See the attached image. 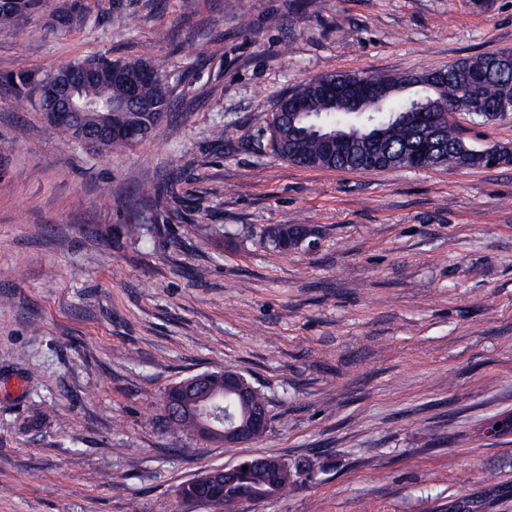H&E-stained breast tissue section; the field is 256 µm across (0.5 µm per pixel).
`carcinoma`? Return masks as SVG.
Returning a JSON list of instances; mask_svg holds the SVG:
<instances>
[{
  "label": "carcinoma",
  "instance_id": "carcinoma-1",
  "mask_svg": "<svg viewBox=\"0 0 512 512\" xmlns=\"http://www.w3.org/2000/svg\"><path fill=\"white\" fill-rule=\"evenodd\" d=\"M41 12L52 17L61 27H70L85 18L81 0H71L67 6L59 0H13L0 3V30L23 27L31 16ZM483 53L460 59L444 67L421 74L370 75L335 71L310 78L284 95L265 119L266 125L276 120V114L288 118L289 113L299 111L288 140L276 149L277 156L303 168L323 170L363 171L366 162L375 157L382 169H409V156L419 150L421 136L414 124L417 111L433 112L443 125L442 144L434 147L433 155L426 158L424 168H480L481 147L465 140L456 130L455 116L461 112L480 114L485 122H496L512 113V75H499L495 61L505 51ZM89 64L96 65V74L83 89L82 97L104 101L112 98V109L129 125H144L148 129L159 126L157 116L168 113L172 107L168 77L160 68L143 60H113L109 57L76 60L40 79L19 73L10 77V85L16 103L21 107L38 103L41 90L53 84L62 72L79 73ZM126 66L142 72L137 87V97L148 104L143 108L126 102L124 84L110 78L114 66ZM368 81L373 93L380 99L364 106L358 114V130L352 135L353 142L331 148L325 147L310 131L313 125L331 127L342 121L349 111L347 99L335 98L323 92L322 86L356 84ZM130 147V142L119 134L100 136L96 148L119 151ZM309 233L304 224H284L267 230V239L275 248L287 251L297 246ZM199 390L184 391L178 384L170 385L164 393L161 413L157 420L170 430L203 436L204 424L211 426L206 439L222 441L221 430L241 424V409L232 398L219 391L207 404L206 411H197ZM314 469L301 470L282 462L278 473L273 475L256 466L238 472L224 483L210 485L201 490L186 481L177 493L183 498L200 497L205 512H225V505L238 498L255 501L278 499L310 480Z\"/></svg>",
  "mask_w": 512,
  "mask_h": 512
}]
</instances>
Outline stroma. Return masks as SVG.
I'll return each mask as SVG.
<instances>
[{
  "instance_id": "stroma-1",
  "label": "stroma",
  "mask_w": 512,
  "mask_h": 512,
  "mask_svg": "<svg viewBox=\"0 0 512 512\" xmlns=\"http://www.w3.org/2000/svg\"><path fill=\"white\" fill-rule=\"evenodd\" d=\"M83 4L0 31V76L141 58L174 107L107 154L0 86V512H186L179 484L257 455L315 473L240 512H512V437L484 434L512 414V165L306 169L264 122L311 77L512 46V0ZM456 120L512 147V118ZM281 224L312 234L285 253ZM228 366L270 401L263 437L159 427L166 388ZM309 233L305 224H284L267 230V239L274 248L288 251L297 246Z\"/></svg>"
}]
</instances>
